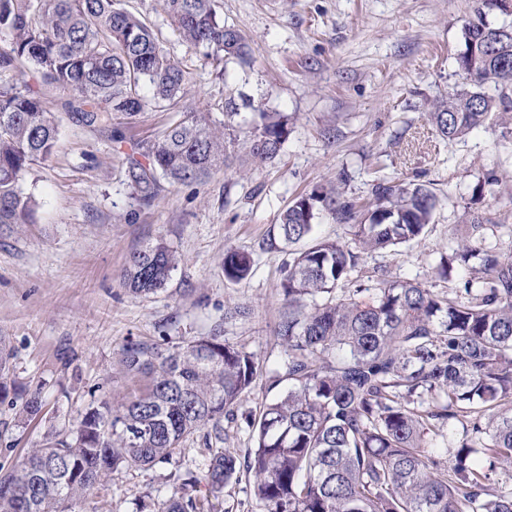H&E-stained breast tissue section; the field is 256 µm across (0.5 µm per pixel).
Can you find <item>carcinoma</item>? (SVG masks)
Masks as SVG:
<instances>
[{
  "label": "carcinoma",
  "instance_id": "carcinoma-1",
  "mask_svg": "<svg viewBox=\"0 0 512 512\" xmlns=\"http://www.w3.org/2000/svg\"><path fill=\"white\" fill-rule=\"evenodd\" d=\"M165 10L182 41L206 49L216 64L247 61V37L224 25L216 0H165ZM0 33L9 36L0 76L32 64L41 83L70 91L64 109L85 127L105 132L112 113L133 117L185 91L184 70L121 0H0ZM456 63L476 86L512 83V25L467 24ZM511 107L506 93L496 100L456 91L433 104L429 121L452 142ZM261 118L249 149L255 162L275 158L288 135L284 116ZM226 130L203 112L169 126L129 162L140 200L153 202L162 179L197 184L226 168ZM57 142L58 125L39 92L0 82L1 226L25 222L33 201L21 180ZM372 196L364 220L337 190L299 196L280 214L281 239L306 243L292 252L281 283L286 310L277 333L287 359L276 383L288 387L253 422L247 456L211 449L203 478L185 480L154 512H222L224 485L243 470L265 512H512V488L497 479L512 473V409H504L512 404V257L481 247L488 219L470 212L465 236L439 265L448 279L458 268L469 271L465 299L383 273L367 302L360 288L334 296L359 253L312 238L316 204L371 252L419 241L438 203L424 185L385 179ZM253 263L251 254L227 250L224 275L241 281ZM177 267L175 252L157 240L129 256L123 278L130 292L154 294ZM245 314L228 310L208 334L171 346L124 343L121 365L147 383L117 405L106 395L92 401L71 431L46 438L0 475V512H69V503L106 486L122 467L167 461L208 426L221 439L224 415L261 374L251 353L224 339V321ZM8 371L1 347L0 404L36 418L41 389L19 399L4 382ZM422 392L434 404L414 405ZM445 418L466 421L477 438L446 448V459L427 443L433 421Z\"/></svg>",
  "mask_w": 512,
  "mask_h": 512
}]
</instances>
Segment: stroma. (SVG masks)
Instances as JSON below:
<instances>
[{
	"label": "stroma",
	"mask_w": 512,
	"mask_h": 512,
	"mask_svg": "<svg viewBox=\"0 0 512 512\" xmlns=\"http://www.w3.org/2000/svg\"><path fill=\"white\" fill-rule=\"evenodd\" d=\"M159 34L188 84L174 105H148L133 117H112V135L72 122L62 88L41 101L59 125L53 154L21 182L35 205L23 224L0 228V336L13 354L9 384L43 388L41 420L21 423L0 405V468L11 470L55 432L69 430L100 394L121 401L133 387L119 363L128 339L176 343L207 333L223 320L224 337L252 353L263 373L224 421V445L246 454L252 422L281 392L273 375L284 347L276 327L284 310L281 282L291 248L278 233L279 214L299 195L340 186L345 198L369 202L375 180L433 188L438 205L418 242L361 254L348 288L362 299L376 283L414 279L437 293L456 291L461 275L439 276L442 256L456 246L453 231L465 211L495 224L484 248L512 254V111L464 138L446 142L428 114L435 99L461 88L455 58L469 21L498 26L506 16L482 0H219L226 26L245 34L250 63L216 68L204 49L184 44L169 23L164 0H125ZM235 107L231 166L200 185L164 186L144 204L127 177V158L152 144L189 112L223 120ZM264 112L289 116L279 154L248 158ZM160 240L179 264L167 286L135 295L123 284L129 254ZM254 259L241 282L225 278L224 252ZM242 307L246 317L224 319ZM205 432L150 468L113 472L105 491L77 500L71 512H152L170 496L176 476L203 475Z\"/></svg>",
	"instance_id": "35a3bbf8"
}]
</instances>
